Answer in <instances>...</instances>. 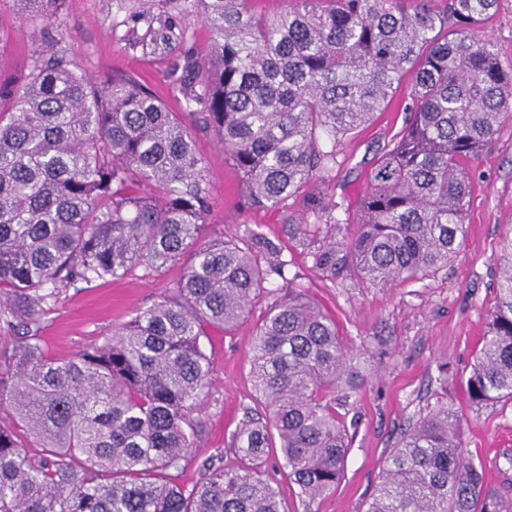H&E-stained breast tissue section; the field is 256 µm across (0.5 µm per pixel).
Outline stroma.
<instances>
[{"instance_id": "1", "label": "stroma", "mask_w": 512, "mask_h": 512, "mask_svg": "<svg viewBox=\"0 0 512 512\" xmlns=\"http://www.w3.org/2000/svg\"><path fill=\"white\" fill-rule=\"evenodd\" d=\"M170 13L181 18L184 49L208 45L210 32L196 0H65L56 18L36 26L19 21L13 0H0V76L21 79L33 52L50 41L91 77L137 79L170 111L187 113L181 85L171 73L170 51L140 41L144 16ZM409 92V79H402L386 109L337 143L332 170L269 210L246 206L240 171L211 133L195 134L211 189V231L243 247L252 231L278 248L289 273L300 274L306 294L335 319L341 336L361 357L364 385L356 403L339 410L353 436L344 475L335 492L313 504V512H362L401 428L439 401L461 411L466 448L483 460L492 486L512 496V479L497 469L501 453L512 449V402L471 406L462 382L493 304L501 241L512 235V120L466 164L471 181L466 234L447 267L376 288L350 276L333 279L316 272L308 256L310 246L350 232L347 220L360 203L371 168L404 127ZM182 270L179 263L159 272L138 265L116 279L60 290L37 323L44 353L67 359L110 337L167 294ZM280 285L279 278L270 280L269 295L253 304L248 319L232 334L211 327L201 337L213 374L197 413L202 425L193 460L172 471L174 482L188 488L200 482L204 462L219 450L224 465L235 464L231 434L245 412L261 409L250 377L252 338ZM442 364L448 367L444 382L438 372Z\"/></svg>"}]
</instances>
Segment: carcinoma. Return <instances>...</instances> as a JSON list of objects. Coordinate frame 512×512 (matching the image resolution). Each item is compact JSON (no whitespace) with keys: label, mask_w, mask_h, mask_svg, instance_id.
I'll use <instances>...</instances> for the list:
<instances>
[{"label":"carcinoma","mask_w":512,"mask_h":512,"mask_svg":"<svg viewBox=\"0 0 512 512\" xmlns=\"http://www.w3.org/2000/svg\"><path fill=\"white\" fill-rule=\"evenodd\" d=\"M31 22L64 0H13ZM211 42L189 55L174 16L149 22L144 45L177 52L192 107L166 109L131 79L102 83L60 50L0 77V311L23 324L0 368L17 428L0 426V512H285L265 474L269 449L311 504L336 489L350 450L336 405L363 378L336 321L309 298L288 260L207 234L210 190L194 130L213 132L241 172L250 208L272 209L336 164V142L369 124L406 74L403 132L368 179L354 230L309 252L312 268L390 288L448 266L465 237L464 162L512 116V62L475 32L498 0H287L258 17L250 0H197ZM191 253L171 294L112 337L66 360L31 329L76 282L161 270ZM466 392L474 406L512 401V236ZM288 292L257 327L250 375L266 417L232 435L239 462L204 465L186 490L169 470L189 459L193 418L212 368L206 328L233 330L265 292ZM462 414L439 403L402 428L364 512H512L464 448ZM39 441L29 452L19 438Z\"/></svg>","instance_id":"carcinoma-1"}]
</instances>
